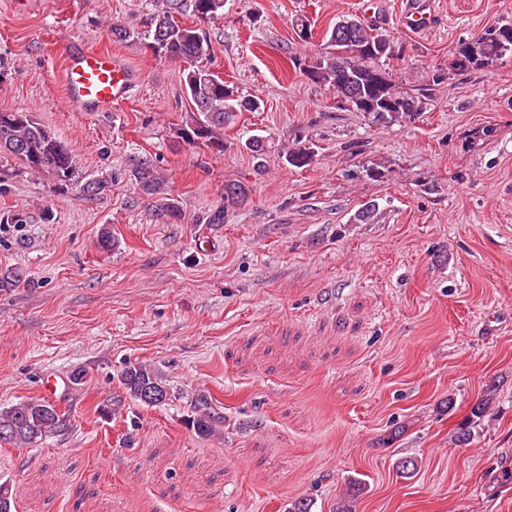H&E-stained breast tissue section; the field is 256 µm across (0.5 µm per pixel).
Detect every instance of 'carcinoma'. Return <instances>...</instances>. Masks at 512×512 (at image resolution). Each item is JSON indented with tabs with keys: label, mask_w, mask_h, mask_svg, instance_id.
Returning a JSON list of instances; mask_svg holds the SVG:
<instances>
[{
	"label": "carcinoma",
	"mask_w": 512,
	"mask_h": 512,
	"mask_svg": "<svg viewBox=\"0 0 512 512\" xmlns=\"http://www.w3.org/2000/svg\"><path fill=\"white\" fill-rule=\"evenodd\" d=\"M190 11L198 19L213 18L224 12V0H166V5L151 14L144 33L130 31L120 24L112 26L117 40L136 37L155 58L185 64L183 84L194 110L180 127L177 138L213 153L224 152V126L237 112H257L261 99L244 95L227 84L211 68V48L206 31L185 25L174 15ZM327 51L314 58H291L298 69L314 84L332 90L336 103L372 116L379 124L411 119L424 111L430 98V85L410 91L396 89L390 62L399 58L394 36L367 24L359 17H343L325 32ZM512 56V24L494 26L483 35L458 43L453 69L487 68L506 56ZM11 117L0 121V156L9 155L23 168L47 175L59 182L72 179V149L48 129L32 112L1 111ZM316 152L301 140L283 150L286 165L300 169L314 162ZM139 190L155 195L162 190V181L149 166L134 170ZM247 199L245 186L224 185V206L213 211L210 224L224 223L227 207L243 204ZM120 385L134 400H140L145 385L169 388L167 378L157 368L141 363L128 365L119 378ZM65 425L64 415L54 405L41 399L24 400L0 408V444L33 446L44 442ZM192 428L201 437L216 433V418L200 412L192 420Z\"/></svg>",
	"instance_id": "cac0c4a2"
}]
</instances>
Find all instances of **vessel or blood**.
Listing matches in <instances>:
<instances>
[{
	"label": "vessel or blood",
	"mask_w": 512,
	"mask_h": 512,
	"mask_svg": "<svg viewBox=\"0 0 512 512\" xmlns=\"http://www.w3.org/2000/svg\"><path fill=\"white\" fill-rule=\"evenodd\" d=\"M136 83V74L118 54L82 48L70 53L63 70L68 103L80 112H108Z\"/></svg>",
	"instance_id": "b4317fda"
}]
</instances>
